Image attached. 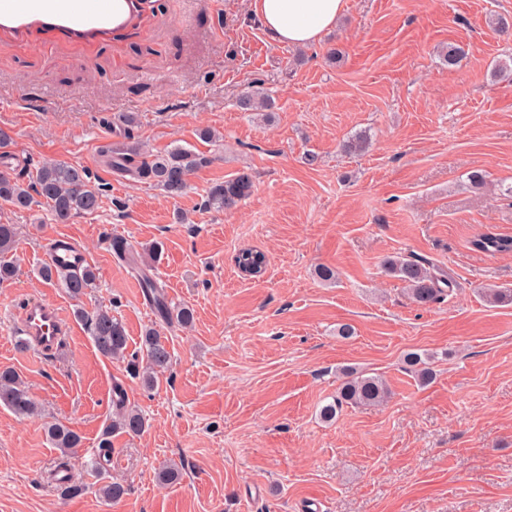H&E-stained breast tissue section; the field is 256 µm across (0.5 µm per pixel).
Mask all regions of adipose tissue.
Instances as JSON below:
<instances>
[{
	"label": "adipose tissue",
	"instance_id": "1",
	"mask_svg": "<svg viewBox=\"0 0 512 512\" xmlns=\"http://www.w3.org/2000/svg\"><path fill=\"white\" fill-rule=\"evenodd\" d=\"M268 33L289 46H309L335 26L348 0H252Z\"/></svg>",
	"mask_w": 512,
	"mask_h": 512
}]
</instances>
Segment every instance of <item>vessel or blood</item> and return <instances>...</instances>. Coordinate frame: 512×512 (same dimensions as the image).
<instances>
[{
    "mask_svg": "<svg viewBox=\"0 0 512 512\" xmlns=\"http://www.w3.org/2000/svg\"><path fill=\"white\" fill-rule=\"evenodd\" d=\"M140 0H0V30L16 35L48 28L64 39H92L133 24ZM50 260L75 269L88 257L78 244L61 240ZM19 332L42 353L55 350L67 331L60 307L52 301L27 303L19 315Z\"/></svg>",
    "mask_w": 512,
    "mask_h": 512,
    "instance_id": "obj_1",
    "label": "vessel or blood"
}]
</instances>
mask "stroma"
Segmentation results:
<instances>
[{
    "label": "stroma",
    "instance_id": "1",
    "mask_svg": "<svg viewBox=\"0 0 512 512\" xmlns=\"http://www.w3.org/2000/svg\"><path fill=\"white\" fill-rule=\"evenodd\" d=\"M451 45L465 52L454 67L442 57ZM258 87L275 101L271 121L238 106ZM116 112L137 113L149 148L178 144L213 163L176 199L114 174L98 148L119 142ZM0 129L17 169L67 162L107 188L97 212L63 224L42 204L0 209L19 268L0 284V367L41 409L22 419L0 407V512H512V304L484 294L512 288V253L470 247L489 228L512 236V0H348L336 28L305 47L276 42L251 0H145L135 23L91 42L0 32ZM359 133L367 149L344 153ZM242 173L248 198L204 208L212 186ZM115 237L137 267L113 254ZM61 238L95 267L91 295L40 278ZM248 248L267 258L260 278L235 265ZM400 255L449 278L452 295L413 302L383 268ZM321 265L335 283L316 278ZM144 273L169 305L194 310L191 327L161 326L173 364L151 391L75 318L80 306L111 307L139 352L143 329L161 325ZM27 300L54 301L70 321L53 356L16 347ZM342 323L353 337L337 336ZM411 353L431 383L419 384ZM346 369L380 375L391 395L323 420ZM117 383L149 427L116 437L97 474ZM49 421L82 437L70 471L79 496L50 477ZM170 463L182 479L159 484ZM101 479L127 495L103 500Z\"/></svg>",
    "mask_w": 512,
    "mask_h": 512
}]
</instances>
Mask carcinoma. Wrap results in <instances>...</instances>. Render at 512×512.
Instances as JSON below:
<instances>
[{"mask_svg":"<svg viewBox=\"0 0 512 512\" xmlns=\"http://www.w3.org/2000/svg\"><path fill=\"white\" fill-rule=\"evenodd\" d=\"M238 104L245 111L256 112H267L273 107L271 99L259 91L243 95ZM138 124V116L132 112L114 114L112 126L123 131L130 143L121 147L104 144L99 147L100 156L112 164V170L120 175L158 187L171 198L182 196L188 187L190 175L210 165L212 159L181 145L154 153L132 141L133 130ZM252 186L249 175L242 174L214 186L207 195L205 205L218 210H232L250 195ZM103 192V185L95 184L87 169L65 162L41 165L30 180L14 169H0L1 203L22 210L30 208L39 198L50 209L55 220L61 223L77 213L96 212L102 203ZM470 245L473 251L488 255L511 253L512 236L488 229L475 235ZM15 249L14 225L0 224L1 284L16 275V266L8 258ZM385 269L405 284L412 300L420 305L439 303L450 293V280L436 276L424 263L411 256L391 257L386 261ZM39 275L44 282L64 288L75 299L91 293L97 284L96 271L90 265L62 271L46 262L40 268ZM141 286L146 289L147 297L164 323L175 322L182 327L192 324L193 309L188 305L176 308L167 305L164 297L157 293V285L152 277L143 275ZM77 317L88 326L97 351L105 358L127 361L128 371L138 377L143 386L154 387L159 375L171 367L172 354L159 329L150 327L141 336L145 357L142 363L137 357L126 359L128 336L122 321L112 314V308L100 306L91 311L81 308L77 310ZM407 362L414 367L420 382L430 381L432 371L419 354H408ZM388 397L389 390L382 377L347 370L343 373L336 395L331 402L322 406L320 415L325 420H332L345 404L376 406ZM112 404L116 412L105 423L98 442L105 457L112 451L113 435L137 437L147 428L145 416L137 407L127 404L124 389L119 385L113 388ZM0 406L10 409L19 417L33 416L39 412L38 403L11 367H0ZM45 434L52 447L61 453L55 464V474L61 476L68 472L69 456L73 449L81 447L82 437L65 424L52 421L46 423ZM127 491V486L117 481H102L95 489V493L112 502L121 500Z\"/></svg>","mask_w":512,"mask_h":512,"instance_id":"carcinoma-1","label":"carcinoma"}]
</instances>
